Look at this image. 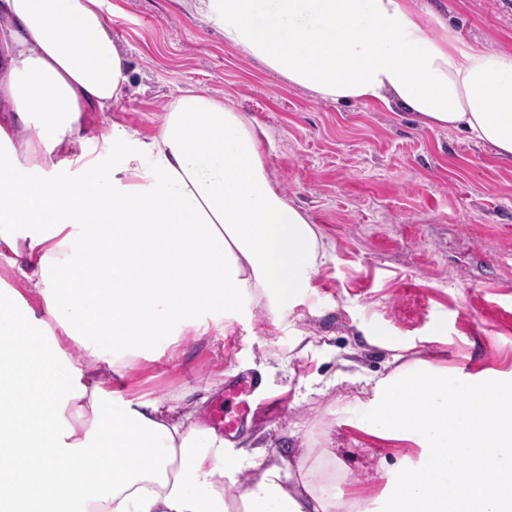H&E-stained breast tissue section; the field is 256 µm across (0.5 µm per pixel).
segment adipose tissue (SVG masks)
Segmentation results:
<instances>
[{
  "instance_id": "obj_1",
  "label": "adipose tissue",
  "mask_w": 512,
  "mask_h": 512,
  "mask_svg": "<svg viewBox=\"0 0 512 512\" xmlns=\"http://www.w3.org/2000/svg\"><path fill=\"white\" fill-rule=\"evenodd\" d=\"M316 97L378 102L422 125L467 133L512 159V52L435 34L411 0H184ZM11 50L0 60V137L22 134L25 162L0 158V250L24 254L48 314L86 356L136 351L244 296L282 319L325 264L329 245L280 192L258 128L203 94L169 105L158 133L127 143L122 165L83 162L80 117L119 100L125 57L100 0H0ZM83 176L71 178L74 163ZM0 512H335L312 483L269 464L239 496L250 464L197 410L112 400L98 375L46 370L66 350L33 310L0 297ZM356 427L419 448L384 512H512V371L418 360L375 379ZM91 415L93 426L82 418Z\"/></svg>"
}]
</instances>
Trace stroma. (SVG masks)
<instances>
[{
    "mask_svg": "<svg viewBox=\"0 0 512 512\" xmlns=\"http://www.w3.org/2000/svg\"><path fill=\"white\" fill-rule=\"evenodd\" d=\"M432 30L459 33L472 48L512 52V0H414ZM125 54L123 98L81 117L85 147L106 169L122 150L105 143L118 126L157 133L170 102L203 93L267 133L264 162L284 196L330 245L301 304L281 320L244 299L237 318L205 314L206 334L174 330L113 372L71 346L68 367H93L115 399L199 401L212 424L224 381L258 376L254 415L236 441L263 446L242 481L285 457L322 484L336 512H381L388 483L381 461H416L352 425L365 382L417 359L468 371L512 370V160L462 132L428 129L411 113L315 97L225 43L223 33L181 0H101ZM46 317L26 257L0 252V293Z\"/></svg>",
    "mask_w": 512,
    "mask_h": 512,
    "instance_id": "1",
    "label": "stroma"
}]
</instances>
